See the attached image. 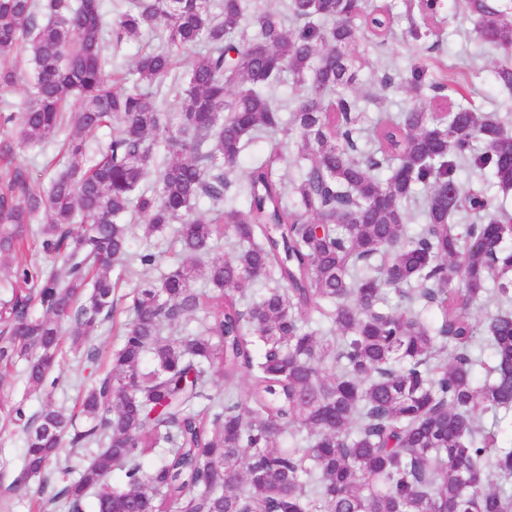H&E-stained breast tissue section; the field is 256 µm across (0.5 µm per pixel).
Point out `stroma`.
<instances>
[{"instance_id": "obj_1", "label": "stroma", "mask_w": 512, "mask_h": 512, "mask_svg": "<svg viewBox=\"0 0 512 512\" xmlns=\"http://www.w3.org/2000/svg\"><path fill=\"white\" fill-rule=\"evenodd\" d=\"M382 2L389 6L394 16L396 36L379 47L360 42L358 51L366 60L359 77L360 92L374 91L372 77L376 72L385 69L399 78L409 75L411 67L422 62L426 64L429 76L452 74L468 89L469 100L479 111L512 113V101L500 96L492 81L499 54L478 39L476 19L466 11L463 0H444L445 8L435 22V37L418 43L403 37L408 26L407 0ZM70 133V128H63L58 139L45 147L17 152L15 164L25 168L33 181L48 183L54 172L52 162ZM154 276V271L137 266L132 274L121 278L113 295L112 317L98 328L93 339L99 351L97 360L91 362L82 353L64 349L61 365L54 372L58 379L54 389L46 393L29 391L18 367L0 373V512H53L46 502L58 488L57 481L51 476L44 479L23 477L24 432L7 416V409L21 400L28 413L33 414L49 400L69 412L78 411L84 388L107 367L113 352L122 344L128 321L127 307L134 290Z\"/></svg>"}]
</instances>
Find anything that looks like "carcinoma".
<instances>
[{
  "label": "carcinoma",
  "instance_id": "1",
  "mask_svg": "<svg viewBox=\"0 0 512 512\" xmlns=\"http://www.w3.org/2000/svg\"><path fill=\"white\" fill-rule=\"evenodd\" d=\"M259 2L131 0L109 23L101 0H0V91L24 78L20 61L34 73L18 115L0 119L18 127L0 155L73 129L49 186L20 166L0 178V260L31 234L60 257L14 269L0 368L22 362L29 387L45 389L64 335L95 359L114 271H158L84 392L81 422L49 402L29 418L22 402L9 410L25 421L24 473H48L66 444L93 451L83 467L66 459L51 498L66 512L90 494L93 512H512V309L487 316L483 345L472 316L490 295L512 306V134L423 65L400 81L413 107L365 134L362 114L382 98L352 92L356 46L393 35L390 10ZM440 5L420 0L407 37L426 39ZM466 6L507 58L493 74L511 95L512 0ZM145 31L160 46L109 73V45ZM285 77L296 89L286 119L267 94ZM168 80L169 118L157 105ZM114 122L89 164L87 137ZM258 135L295 140V177L278 175V147L240 170ZM460 164L489 172L495 191L463 189ZM134 221L147 236L178 223L172 264L130 251ZM228 231L232 254L208 260Z\"/></svg>",
  "mask_w": 512,
  "mask_h": 512
}]
</instances>
